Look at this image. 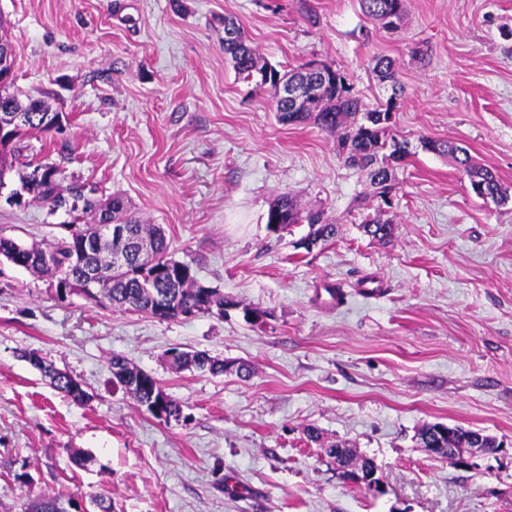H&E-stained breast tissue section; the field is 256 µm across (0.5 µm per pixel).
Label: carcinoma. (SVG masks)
<instances>
[{"label":"carcinoma","mask_w":512,"mask_h":512,"mask_svg":"<svg viewBox=\"0 0 512 512\" xmlns=\"http://www.w3.org/2000/svg\"><path fill=\"white\" fill-rule=\"evenodd\" d=\"M363 15L389 28L393 23L386 21L392 16L400 21L404 11V0H360ZM238 36L224 41V56L233 64L235 72L245 79L253 73H264L266 66L260 64L256 49L245 36L242 25H237ZM372 71L378 79L390 85L393 96L403 92L395 61L384 55H377L371 60ZM271 74L281 75L286 83L298 82L308 86L310 93L305 106L297 111H290V105L276 99V112L279 121L294 123L311 120L320 129L337 135L342 146L348 148L351 163L368 170L370 192L386 199L393 191V174L377 163L378 157L385 154L398 156L402 160L411 155L409 143L400 141L391 134V126L379 124L377 116L393 111L392 102L385 107L370 110L362 109L360 99L353 93L347 78L329 66L325 72L312 71L304 64L285 72L272 68ZM22 112L28 116V122L18 131L12 142L0 147V189L7 186L6 175L13 171L18 163L27 171L18 174L16 188L26 192V197L48 209L53 215L62 210L71 217L72 236L60 238L45 248L28 247L11 238L0 236V252L20 251L24 261L19 267L39 277L58 281L56 294L64 298L72 291L63 282V275L71 273L72 263L77 261L83 267L95 272L102 287L94 292H85L83 297L97 305L114 310L134 311L157 316L161 319L176 318L188 314L191 309L196 312L216 311L224 317V295L212 290L203 295V288L195 276L192 266L178 261L170 252V240L165 229L159 224H145L132 215L124 198L118 194L106 202L82 193L85 183L72 179L66 180L63 170L58 166L40 161H22L21 141L31 133L46 134L54 130L50 123L43 122L44 116L51 113L44 100L32 96H23L5 89L0 92V124L9 123L13 115ZM432 151L448 154L456 162L458 169L469 179L472 191L480 198H490L501 202L509 198L508 188L504 187L499 176L491 169L476 165L469 152L451 141H431ZM40 170L41 180L32 178L29 170ZM111 211L112 220L129 226L135 237L150 240L152 245L148 261L153 268L143 269L141 265H130L124 269L114 267V255L121 248V243L104 239L94 224H86L83 218L89 214L97 217L103 210ZM277 221L282 228L295 224H307L308 232L301 238V244L309 249L320 242H327L337 236L339 225L324 218V213L302 210L297 201L288 194L274 200L267 211L266 223ZM365 235L378 241H389L394 237L396 225L393 220L373 218L358 225ZM160 293L168 297L167 312H155L152 294ZM21 357L32 363L49 383L59 392L77 402L85 397L74 394L73 387L79 380L66 372L56 370L45 362L38 353L25 351ZM168 360L177 370L196 369L219 375L229 369V364L213 358L204 351H185L172 348L168 351ZM113 379L141 407L156 403L162 399V411L165 419L180 420L183 405L169 396L159 381L151 374L141 370L120 354H114L109 360ZM418 445L422 448H435L441 456H448V449L454 448L458 453H466L470 448H484L488 451L496 448L494 437L479 430L466 429L459 425L442 423L427 424L417 433ZM329 454H337L345 466L350 468L348 479H353L357 472L373 470L374 463L369 458L358 457L346 445L336 443L327 449ZM73 501L62 496L41 493L28 499L23 504L22 512H70Z\"/></svg>","instance_id":"cac0c4a2"}]
</instances>
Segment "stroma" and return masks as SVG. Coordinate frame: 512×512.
Segmentation results:
<instances>
[{"mask_svg":"<svg viewBox=\"0 0 512 512\" xmlns=\"http://www.w3.org/2000/svg\"><path fill=\"white\" fill-rule=\"evenodd\" d=\"M228 17L261 62L327 64L370 109L391 95L372 58L396 59L393 131L411 155L393 166L391 206L366 196L367 173L336 135L280 123L273 89L238 78ZM506 27L512 0H405L390 31L359 0H0L15 86L62 115L59 130L25 137L27 155L99 198L122 194L226 301L221 318L159 319L58 298L45 278L0 264V512L43 492L84 505L107 494L113 512H512V200L477 197L450 157L420 146L466 147L512 189ZM284 193L339 236L307 250L306 225L270 232ZM383 214L396 224L388 243L358 229ZM63 221L0 201V236L25 244L65 235ZM247 305L262 324L245 320ZM173 347L233 368L175 371ZM25 350L89 400L53 389ZM115 353L189 421L138 406L112 380ZM434 423L499 446L457 467L419 447ZM341 440L375 462L384 494L340 477L326 449ZM15 461L31 485L14 482Z\"/></svg>","mask_w":512,"mask_h":512,"instance_id":"35a3bbf8","label":"stroma"}]
</instances>
